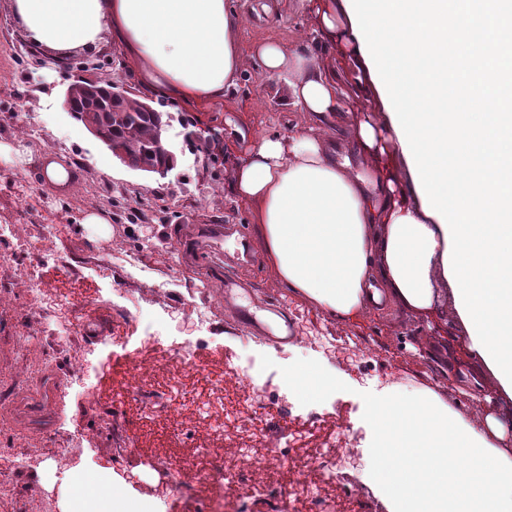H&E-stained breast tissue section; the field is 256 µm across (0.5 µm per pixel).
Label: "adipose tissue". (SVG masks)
Here are the masks:
<instances>
[{
  "mask_svg": "<svg viewBox=\"0 0 512 512\" xmlns=\"http://www.w3.org/2000/svg\"><path fill=\"white\" fill-rule=\"evenodd\" d=\"M321 52L261 45L264 71H289L285 108L312 124L259 137L234 175L261 252L289 292L349 321L392 303L435 311L464 336L472 383L500 411L482 429L432 392L372 408L373 477L392 512H512V0H302ZM29 42L63 59L121 46L139 83L204 107L237 84L246 57L231 0H11ZM354 75L336 84L334 58ZM375 97L348 145L317 126L343 100ZM68 512H159L100 480Z\"/></svg>",
  "mask_w": 512,
  "mask_h": 512,
  "instance_id": "1",
  "label": "adipose tissue"
}]
</instances>
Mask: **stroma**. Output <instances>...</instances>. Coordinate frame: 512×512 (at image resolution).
Returning <instances> with one entry per match:
<instances>
[{
  "instance_id": "35a3bbf8",
  "label": "stroma",
  "mask_w": 512,
  "mask_h": 512,
  "mask_svg": "<svg viewBox=\"0 0 512 512\" xmlns=\"http://www.w3.org/2000/svg\"><path fill=\"white\" fill-rule=\"evenodd\" d=\"M236 4L247 13L238 33L245 56L267 41L291 52L315 48L319 42L313 21L293 2L269 20L250 14L251 0ZM24 44L10 0H0V144L13 145L11 133L18 126L31 131L25 149L0 156V215L23 199L36 223L58 225L54 247L60 263L44 267L43 287H57L68 265L82 269L84 283L92 288L99 284L97 271H105L114 290L113 303L89 304L83 316L123 336L130 323L117 316L116 307H129L151 282L165 283V294L154 303L140 304L136 315L153 320L161 334L196 340L195 359L202 373L223 367L225 359L237 355L254 357L256 378L272 381L267 422L283 432L291 424L276 418L273 410L292 402L285 381L288 368L315 363L338 376L336 389L302 400L301 405L328 416L330 431L362 432L360 455L350 470L365 487L360 512H390L368 464L376 439L370 411L390 392L389 387L376 386V378L396 379L409 394L434 392L472 427L481 428L484 414L495 406L470 384L466 362L448 364V351L460 345L461 336L448 317L447 304L423 317L385 306L359 320L341 321L287 292L261 251L243 258L242 241L253 243L257 236L248 205L233 190L234 172L249 157L257 135L288 136L308 121L305 113L286 112L280 106L283 77L251 63L235 91L208 107L154 98L159 111L224 129L223 144L204 153L185 140L180 124H173L165 138L178 166L162 179L125 166L72 119L63 97L73 71L49 55L26 52ZM101 50L99 66L88 70V77L109 76L143 94L134 65L122 49L106 42ZM75 155L83 158L82 166H72ZM51 162L69 168L66 190L44 181ZM91 213L100 216V223H86ZM211 224L237 225L243 234L193 249L194 239ZM177 244L184 245L183 253H174ZM228 277L253 283L256 289L225 299ZM189 304L207 308L209 321L203 329L184 328L182 310ZM244 308L252 312V319L241 316ZM321 336L332 339L335 352L318 344ZM49 341L39 325L29 323L26 291L17 289L13 306L0 310V385L37 364ZM362 367L374 375L373 383L359 382ZM79 391V386H72L56 402L50 435L16 425L10 410L0 406V460L14 462L13 484L0 488V512H63L75 494V477L95 475L100 468L126 479L132 498L158 499L161 512H202L213 489L197 490L187 498L165 492L161 468L201 456L224 461L223 440L204 423L189 419L151 426L152 409L140 403L116 411L105 399L98 409H80Z\"/></svg>"
}]
</instances>
